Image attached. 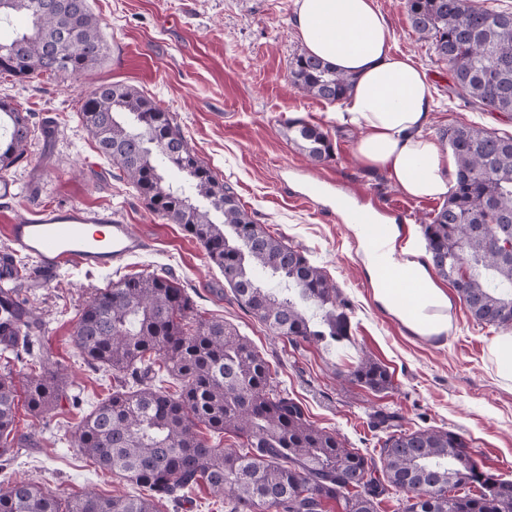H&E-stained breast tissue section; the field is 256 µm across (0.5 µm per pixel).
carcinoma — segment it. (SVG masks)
I'll list each match as a JSON object with an SVG mask.
<instances>
[{
  "mask_svg": "<svg viewBox=\"0 0 512 512\" xmlns=\"http://www.w3.org/2000/svg\"><path fill=\"white\" fill-rule=\"evenodd\" d=\"M411 27L448 66L460 94L512 116V12L470 0H406ZM20 14L29 28L0 41V74L18 80L47 75L79 79L105 57L106 23L88 0H0V21ZM289 79L303 93L331 103L346 98L351 74L301 52ZM78 118L110 160L115 177L148 208L177 224L204 248L235 301L269 330L296 345L336 341L349 321L337 288L303 251L256 223L233 188L189 147L171 112L137 87L100 84ZM51 141L31 112L0 100V174L28 160L35 132ZM292 141L313 162L333 156L328 133L303 121L288 124ZM456 162L445 203L424 225L428 263L452 282L474 321L512 328V254L492 245L501 225L512 227V137L461 124L448 130ZM30 268L0 254V354L31 357L44 322L20 288ZM72 342L87 363L120 382L85 415L74 444L98 467L141 488L128 497L77 496L66 503L19 480L0 490V512H157L203 486L225 512H378L390 490L405 493L402 512H512V497L495 499L465 438L452 430H404L377 413L386 431L382 472L330 431L314 426L300 402L277 390L269 362L245 337L204 317L184 286L163 272H137L97 289L78 315ZM182 381L179 394L160 384L155 358ZM348 380L381 392L386 367L364 355ZM60 372L30 377L24 393L36 418L68 397ZM18 389L0 375V458L15 452ZM232 434L240 448L200 436Z\"/></svg>",
  "mask_w": 512,
  "mask_h": 512,
  "instance_id": "1",
  "label": "carcinoma"
}]
</instances>
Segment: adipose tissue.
<instances>
[{"label": "adipose tissue", "mask_w": 512, "mask_h": 512, "mask_svg": "<svg viewBox=\"0 0 512 512\" xmlns=\"http://www.w3.org/2000/svg\"><path fill=\"white\" fill-rule=\"evenodd\" d=\"M292 23L309 53L355 76L332 117L359 131L361 159L385 170L409 197L447 196L455 163L425 132L432 112L427 77L410 57L392 52L390 27L374 0H295ZM364 257L384 311L419 335L447 332L448 295L414 252L391 248Z\"/></svg>", "instance_id": "obj_1"}]
</instances>
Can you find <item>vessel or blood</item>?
Masks as SVG:
<instances>
[{
    "label": "vessel or blood",
    "instance_id": "vessel-or-blood-1",
    "mask_svg": "<svg viewBox=\"0 0 512 512\" xmlns=\"http://www.w3.org/2000/svg\"><path fill=\"white\" fill-rule=\"evenodd\" d=\"M336 207L343 222L363 225L371 249L385 252L380 226L369 224L347 197H339ZM6 233L16 254L36 258L39 279L52 278L70 264L88 269L115 267L144 249L142 235L119 212L79 205L42 207L16 216Z\"/></svg>",
    "mask_w": 512,
    "mask_h": 512
}]
</instances>
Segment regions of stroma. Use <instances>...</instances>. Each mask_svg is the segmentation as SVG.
I'll return each instance as SVG.
<instances>
[{
    "instance_id": "obj_1",
    "label": "stroma",
    "mask_w": 512,
    "mask_h": 512,
    "mask_svg": "<svg viewBox=\"0 0 512 512\" xmlns=\"http://www.w3.org/2000/svg\"><path fill=\"white\" fill-rule=\"evenodd\" d=\"M392 31L391 49L408 55L429 78L434 107L429 132L441 137L461 123L512 135V117L471 105L451 93V75L427 41L418 39L406 0H376ZM107 24L106 56L77 82L39 76L18 81L0 75V100L32 112L33 123L56 122L51 152L29 148V160L12 167L17 187L0 199V252L11 250L6 226L16 215L42 206L109 207L144 235L146 249L121 268H72L29 289L33 309L48 332L39 350L42 368L62 369L79 396L39 419L19 407L15 458L0 461V486L25 477L60 499L85 493L137 494V486L90 463L72 443L82 417L112 393L111 373L88 365L71 341L79 310L124 275L166 271L187 288L207 317L224 321L250 339L269 361L279 390L300 401L310 421L336 433L347 447L378 457L384 439L372 429L377 410L397 415L409 430L449 429L470 444L479 467L512 480V382L502 380L490 353L499 328L476 323L456 290H449L451 327L441 336H418L382 311L359 255L358 240L336 210L349 194L385 224H398L397 247L426 255L423 226L441 205L393 186L387 174L357 153L358 131L336 126L335 104L298 92L290 83L291 58L305 46L291 23L295 0H89ZM137 86L172 112L190 147L236 192L260 224L285 237L336 283L350 319L346 341L292 345L273 335L238 306L224 276L201 245L178 225L153 214L98 153L77 110L97 84ZM302 119L327 131L334 156L316 164L288 138L289 121ZM312 183L321 196L306 198ZM387 367L389 389L374 392L343 380L362 355ZM38 367V368H41ZM17 386L38 368L0 358Z\"/></svg>"
}]
</instances>
